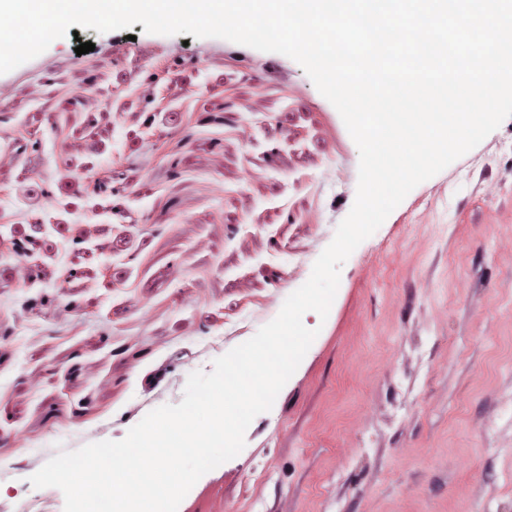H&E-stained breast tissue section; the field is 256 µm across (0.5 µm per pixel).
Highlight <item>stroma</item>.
<instances>
[{
    "instance_id": "1",
    "label": "stroma",
    "mask_w": 512,
    "mask_h": 512,
    "mask_svg": "<svg viewBox=\"0 0 512 512\" xmlns=\"http://www.w3.org/2000/svg\"><path fill=\"white\" fill-rule=\"evenodd\" d=\"M359 161L296 61L225 39L82 28L0 74V512H64L30 483L48 460L123 439L272 321ZM302 322L272 409L178 512H512V117Z\"/></svg>"
}]
</instances>
